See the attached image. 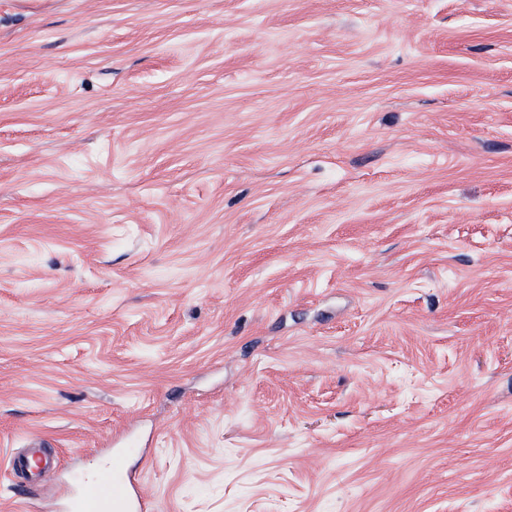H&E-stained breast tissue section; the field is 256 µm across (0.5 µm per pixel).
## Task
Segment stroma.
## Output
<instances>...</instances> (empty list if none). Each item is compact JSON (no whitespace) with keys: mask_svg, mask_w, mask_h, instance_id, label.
<instances>
[{"mask_svg":"<svg viewBox=\"0 0 512 512\" xmlns=\"http://www.w3.org/2000/svg\"><path fill=\"white\" fill-rule=\"evenodd\" d=\"M117 468L512 512V0H0V512Z\"/></svg>","mask_w":512,"mask_h":512,"instance_id":"stroma-1","label":"stroma"}]
</instances>
